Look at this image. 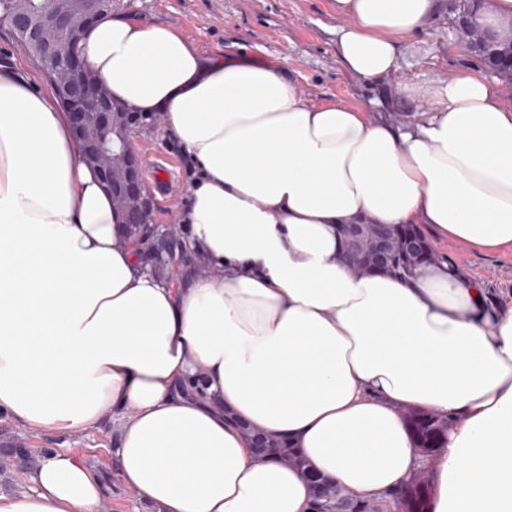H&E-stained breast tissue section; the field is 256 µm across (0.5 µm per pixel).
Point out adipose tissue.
Returning a JSON list of instances; mask_svg holds the SVG:
<instances>
[{
  "instance_id": "obj_1",
  "label": "adipose tissue",
  "mask_w": 512,
  "mask_h": 512,
  "mask_svg": "<svg viewBox=\"0 0 512 512\" xmlns=\"http://www.w3.org/2000/svg\"><path fill=\"white\" fill-rule=\"evenodd\" d=\"M337 49L369 81L439 0H332ZM114 101L161 114L188 161L180 220L205 274L148 266L81 157L57 97L0 65V414L107 430L122 488L148 512H311L312 474L371 501L417 468L431 512H512V305L444 262L352 276L341 224L431 225L512 248V102L481 69L402 85L431 103L395 127L310 103L271 64L206 55L115 14L79 46ZM452 422L424 456L402 415ZM255 431L304 467L256 455ZM84 458L36 455L0 512H99Z\"/></svg>"
}]
</instances>
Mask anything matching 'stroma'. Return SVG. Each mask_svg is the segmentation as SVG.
Wrapping results in <instances>:
<instances>
[{
  "label": "stroma",
  "instance_id": "obj_1",
  "mask_svg": "<svg viewBox=\"0 0 512 512\" xmlns=\"http://www.w3.org/2000/svg\"><path fill=\"white\" fill-rule=\"evenodd\" d=\"M118 12L141 23L168 25L205 54L244 56L275 65L311 103L366 107L373 119L396 126L425 117L420 104L402 97L403 84L448 81L478 64L457 43L444 6L422 33L400 41L398 71L375 83L344 69L336 51V31L343 21L332 11L330 0H122ZM132 143L143 163L151 223H178L189 180L179 146L160 123L135 128ZM432 245L445 262L482 285L490 305L512 302L511 250L483 252L453 240L436 239ZM110 445L103 432H41L0 414V452L19 447L28 451L27 457L14 458L0 471V488H13L15 475L29 473L31 452L68 450L84 458L95 456L101 475L113 484L108 496L112 512H139L136 499L115 482L116 465L106 452Z\"/></svg>",
  "mask_w": 512,
  "mask_h": 512
}]
</instances>
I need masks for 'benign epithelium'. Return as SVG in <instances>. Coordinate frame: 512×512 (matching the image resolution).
I'll use <instances>...</instances> for the list:
<instances>
[{
	"label": "benign epithelium",
	"mask_w": 512,
	"mask_h": 512,
	"mask_svg": "<svg viewBox=\"0 0 512 512\" xmlns=\"http://www.w3.org/2000/svg\"><path fill=\"white\" fill-rule=\"evenodd\" d=\"M52 28L40 32L37 47L42 63L60 97L69 109L78 149L85 161L96 168L112 189V202L122 212L129 234L142 239L149 214L142 197V161L131 146L109 143L97 130L104 127L133 129L144 122L138 112H121L108 99L104 87L89 77L80 60L73 56V44L85 28L111 7L112 0H51ZM343 234L350 244L345 254L349 272L358 275L357 247L364 235L372 240L373 257L387 260L392 243L386 228L376 224H346Z\"/></svg>",
	"instance_id": "benign-epithelium-1"
}]
</instances>
